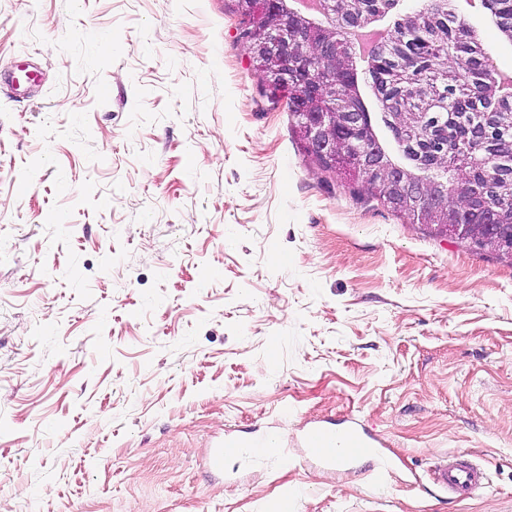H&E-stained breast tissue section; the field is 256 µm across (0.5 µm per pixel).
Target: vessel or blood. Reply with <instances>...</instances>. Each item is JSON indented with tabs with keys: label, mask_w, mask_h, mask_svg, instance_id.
<instances>
[{
	"label": "vessel or blood",
	"mask_w": 512,
	"mask_h": 512,
	"mask_svg": "<svg viewBox=\"0 0 512 512\" xmlns=\"http://www.w3.org/2000/svg\"><path fill=\"white\" fill-rule=\"evenodd\" d=\"M302 445L313 458L336 470L346 469L354 461L376 456L380 448L378 440L358 427L336 428L321 423L304 431ZM434 475L442 489L458 498L472 495L482 487L485 479L480 466L461 460L445 461L436 468Z\"/></svg>",
	"instance_id": "obj_1"
}]
</instances>
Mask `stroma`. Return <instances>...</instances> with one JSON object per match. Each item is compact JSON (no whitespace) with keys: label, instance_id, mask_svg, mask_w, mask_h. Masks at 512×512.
<instances>
[{"label":"stroma","instance_id":"35a3bbf8","mask_svg":"<svg viewBox=\"0 0 512 512\" xmlns=\"http://www.w3.org/2000/svg\"><path fill=\"white\" fill-rule=\"evenodd\" d=\"M463 3L512 74V38ZM236 5L0 0V503L512 512V259L327 187ZM353 419L385 485L301 446ZM232 435L287 458L216 472ZM456 453L488 477L467 498L432 476Z\"/></svg>","mask_w":512,"mask_h":512}]
</instances>
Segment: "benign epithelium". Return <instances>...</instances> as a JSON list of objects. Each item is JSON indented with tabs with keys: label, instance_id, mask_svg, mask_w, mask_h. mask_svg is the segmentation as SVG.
Masks as SVG:
<instances>
[{
	"label": "benign epithelium",
	"instance_id": "7a95c632",
	"mask_svg": "<svg viewBox=\"0 0 512 512\" xmlns=\"http://www.w3.org/2000/svg\"><path fill=\"white\" fill-rule=\"evenodd\" d=\"M325 22H318L288 7L287 0H252L254 37L248 43L249 52L271 59L283 83L296 79L289 60L301 49L304 35L319 41L320 66L307 68L303 82L297 87V102L301 103L299 120L308 129L306 152L315 160L347 159L350 167L367 179L393 175L402 180L406 189L400 204L412 213L438 214L446 211L447 182L460 184L464 174L440 173L426 163L413 132L395 112L396 99L390 97L392 81L381 78L369 82L374 59L358 63L351 53L336 48V33L351 30L376 18L366 0H322ZM429 12L437 18L448 15L447 0H419L405 14L403 22L410 23L419 14ZM371 91L372 104H367L359 85ZM344 91L348 112L323 109L321 96L328 88ZM383 112L392 140L384 146L376 135L371 108ZM364 125L374 142L342 150L336 140V129ZM448 237L478 242L489 252L512 258V240L493 233L489 224H449Z\"/></svg>",
	"mask_w": 512,
	"mask_h": 512
}]
</instances>
